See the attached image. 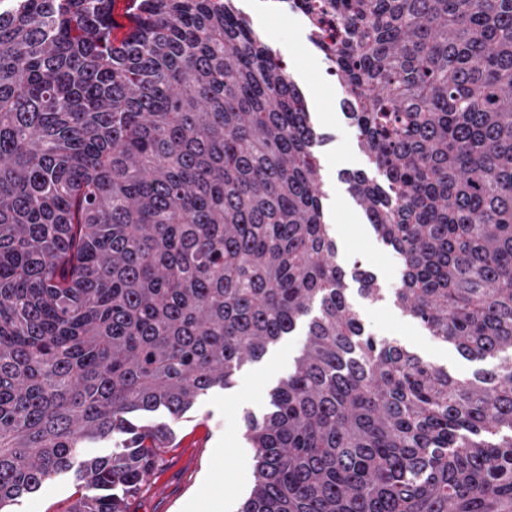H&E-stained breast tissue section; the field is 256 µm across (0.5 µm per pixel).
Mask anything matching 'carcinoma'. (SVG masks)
Wrapping results in <instances>:
<instances>
[{"label":"carcinoma","instance_id":"obj_1","mask_svg":"<svg viewBox=\"0 0 512 512\" xmlns=\"http://www.w3.org/2000/svg\"><path fill=\"white\" fill-rule=\"evenodd\" d=\"M114 2L0 9V512L71 470L67 512H128L174 439L141 419L301 325L240 512H512V0H299L384 177L345 181L393 303L496 361L469 377L366 332L347 279L382 289L338 262L311 112L233 0Z\"/></svg>","mask_w":512,"mask_h":512}]
</instances>
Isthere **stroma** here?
Listing matches in <instances>:
<instances>
[{
    "instance_id": "35a3bbf8",
    "label": "stroma",
    "mask_w": 512,
    "mask_h": 512,
    "mask_svg": "<svg viewBox=\"0 0 512 512\" xmlns=\"http://www.w3.org/2000/svg\"><path fill=\"white\" fill-rule=\"evenodd\" d=\"M234 4L272 54L287 65L324 135L318 158L327 194L326 219L333 226L339 258L368 267L383 290L380 301L354 300L367 330L397 339L457 375H471L476 363L430 336L392 301L400 282V261L374 233L341 178L346 170L362 171L376 181L382 175L358 142L342 108L343 86L337 76L328 74V62L312 41L305 16L260 5L259 0H234ZM301 341L297 332L284 338L261 360L244 366L231 388L210 391L174 423L173 447L164 453L149 487L130 500L129 512H238L255 480V452L244 436L243 415L266 412L269 394L290 370ZM74 492L72 476L62 475L20 498L11 512H65Z\"/></svg>"
}]
</instances>
